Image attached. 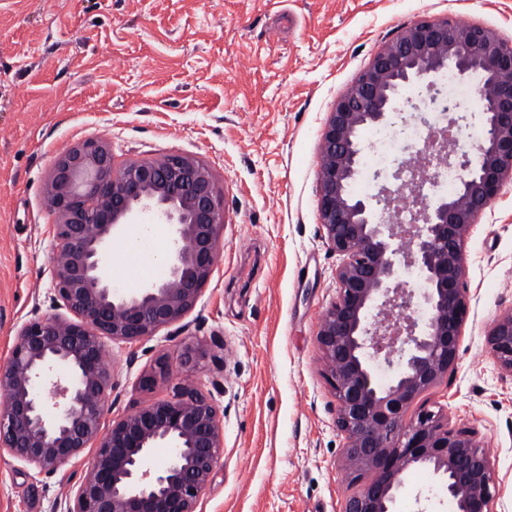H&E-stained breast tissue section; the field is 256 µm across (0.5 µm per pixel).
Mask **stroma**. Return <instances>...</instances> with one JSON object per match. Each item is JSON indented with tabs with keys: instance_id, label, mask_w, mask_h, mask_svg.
Here are the masks:
<instances>
[{
	"instance_id": "obj_1",
	"label": "stroma",
	"mask_w": 512,
	"mask_h": 512,
	"mask_svg": "<svg viewBox=\"0 0 512 512\" xmlns=\"http://www.w3.org/2000/svg\"><path fill=\"white\" fill-rule=\"evenodd\" d=\"M427 15L512 41V0H0V365L18 328L55 314L54 217L43 185L85 139L117 161L191 154L224 196L220 262L178 324L108 342L107 420L171 397L185 378L224 415V454L198 512H340L338 404L316 334L336 299L339 256L317 211L319 145L336 99L373 54ZM467 312L455 370L421 410L477 432L495 474L494 512H512V375L486 337L512 311V183L463 247ZM194 371L157 359L186 342ZM83 463L45 475L0 459V512H64ZM429 470H412L393 512H448Z\"/></svg>"
}]
</instances>
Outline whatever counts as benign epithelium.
<instances>
[{
    "instance_id": "1",
    "label": "benign epithelium",
    "mask_w": 512,
    "mask_h": 512,
    "mask_svg": "<svg viewBox=\"0 0 512 512\" xmlns=\"http://www.w3.org/2000/svg\"><path fill=\"white\" fill-rule=\"evenodd\" d=\"M478 77L484 138L476 153L450 142L399 165L392 178L417 209L396 208L392 189L352 190L365 146L360 131L396 117L403 88L421 87L426 108H442L436 80ZM456 190H441L448 167ZM512 181V43L479 24L421 17L385 42L336 100L320 143L317 210L328 248L341 258L339 292L319 322L317 343L345 435L342 465L360 489L341 512H392L414 467L444 479L454 512H493L489 455L477 433L432 411L409 427L413 401L454 371L466 316L463 243L472 224ZM57 216L51 264L55 301L65 313L24 323L0 367V458L53 474L73 460L84 475L66 512H196L224 453L223 414L213 396L187 380L173 397L141 406L103 429L112 395L104 341L136 343L179 323L197 304L220 259L224 197L209 167L190 154L115 163L112 145L88 139L60 154L44 184ZM148 214L168 231L167 276L134 291L112 282L113 240ZM402 245H395V241ZM417 287L397 281V258ZM487 344L512 375V312L498 318ZM200 349L177 362L197 367ZM395 370L382 382L375 366ZM169 359L141 378L154 388ZM170 452L145 468L154 448Z\"/></svg>"
}]
</instances>
